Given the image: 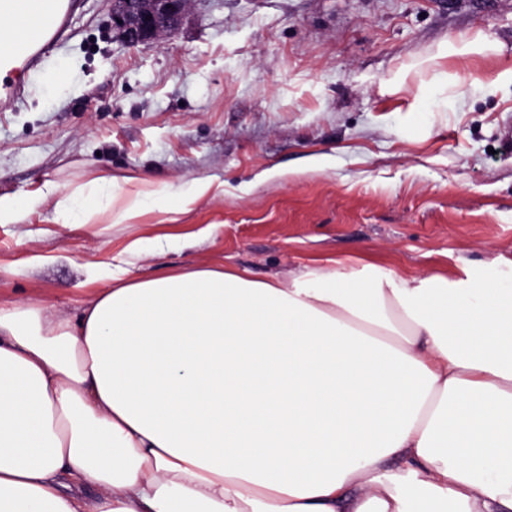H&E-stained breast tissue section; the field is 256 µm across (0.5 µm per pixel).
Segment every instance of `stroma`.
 I'll return each mask as SVG.
<instances>
[{"instance_id":"obj_1","label":"stroma","mask_w":512,"mask_h":512,"mask_svg":"<svg viewBox=\"0 0 512 512\" xmlns=\"http://www.w3.org/2000/svg\"><path fill=\"white\" fill-rule=\"evenodd\" d=\"M111 12L73 0L68 36L0 112V195L101 175L213 189L177 222L149 212L134 226L59 224L42 201L0 224L1 301L75 315L90 270L137 236L170 243L132 259L133 277L219 263L285 280L342 259L459 278L512 259V96L477 87L512 61V0H195L163 43L133 48ZM479 33L485 53L438 58L444 38ZM443 72L450 108L424 110Z\"/></svg>"}]
</instances>
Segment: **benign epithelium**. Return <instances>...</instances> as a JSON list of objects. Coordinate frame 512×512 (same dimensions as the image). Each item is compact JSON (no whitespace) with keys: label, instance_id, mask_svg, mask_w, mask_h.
I'll list each match as a JSON object with an SVG mask.
<instances>
[{"label":"benign epithelium","instance_id":"7a95c632","mask_svg":"<svg viewBox=\"0 0 512 512\" xmlns=\"http://www.w3.org/2000/svg\"><path fill=\"white\" fill-rule=\"evenodd\" d=\"M191 0H114L112 27L128 46L160 40L175 32Z\"/></svg>","mask_w":512,"mask_h":512}]
</instances>
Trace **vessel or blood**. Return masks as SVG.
<instances>
[{"mask_svg":"<svg viewBox=\"0 0 512 512\" xmlns=\"http://www.w3.org/2000/svg\"><path fill=\"white\" fill-rule=\"evenodd\" d=\"M69 4L67 0H0V13L22 20H36L39 31L27 39H20L14 28L0 29V43L22 42L20 56L0 57V67H12L26 72L35 70L50 52L66 28Z\"/></svg>","mask_w":512,"mask_h":512,"instance_id":"obj_1","label":"vessel or blood"}]
</instances>
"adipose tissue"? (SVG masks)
<instances>
[{"label": "adipose tissue", "mask_w": 512, "mask_h": 512, "mask_svg": "<svg viewBox=\"0 0 512 512\" xmlns=\"http://www.w3.org/2000/svg\"><path fill=\"white\" fill-rule=\"evenodd\" d=\"M211 188L40 196L130 225ZM0 512H512V276L116 267L72 317L0 301Z\"/></svg>", "instance_id": "obj_1"}]
</instances>
